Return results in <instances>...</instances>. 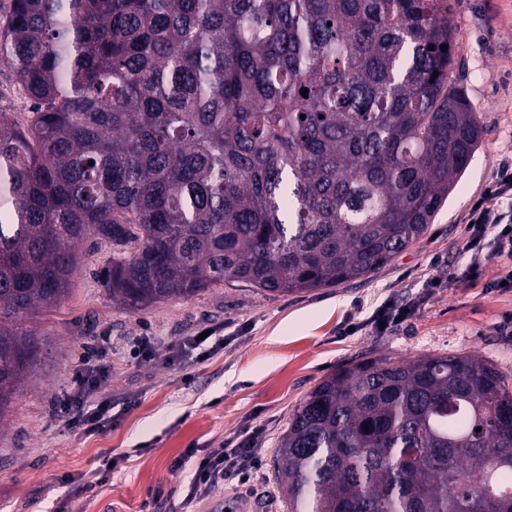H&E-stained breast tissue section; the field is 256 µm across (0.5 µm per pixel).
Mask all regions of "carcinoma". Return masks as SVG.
<instances>
[{
	"instance_id": "obj_1",
	"label": "carcinoma",
	"mask_w": 512,
	"mask_h": 512,
	"mask_svg": "<svg viewBox=\"0 0 512 512\" xmlns=\"http://www.w3.org/2000/svg\"><path fill=\"white\" fill-rule=\"evenodd\" d=\"M448 2L0 0V64L34 100L25 127L0 116V418L90 238L138 308L337 287L423 236L482 135ZM498 455L512 385L421 356L324 379L273 470L287 512H512Z\"/></svg>"
}]
</instances>
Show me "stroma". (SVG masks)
I'll list each match as a JSON object with an SVG mask.
<instances>
[{
	"label": "stroma",
	"mask_w": 512,
	"mask_h": 512,
	"mask_svg": "<svg viewBox=\"0 0 512 512\" xmlns=\"http://www.w3.org/2000/svg\"><path fill=\"white\" fill-rule=\"evenodd\" d=\"M457 31L449 84L465 90L484 134L427 233L360 279L288 296L224 286L138 309L113 301L104 280L108 244H83L78 275L41 325V363L0 421V512H184L197 459L251 440L262 463L245 485L224 483L196 512H285L272 460L294 409L322 380L361 360L474 354L512 380V288L495 287L501 264L463 277L460 248L473 206L512 165V0H451ZM33 102L0 66V114L24 125ZM440 277L432 288L428 278ZM409 315L379 330L382 304ZM203 342L187 344V337ZM151 339L154 354L130 350ZM97 350L110 376L101 391L112 421L95 434L57 409L81 355ZM119 462L107 482L100 455Z\"/></svg>",
	"instance_id": "35a3bbf8"
}]
</instances>
